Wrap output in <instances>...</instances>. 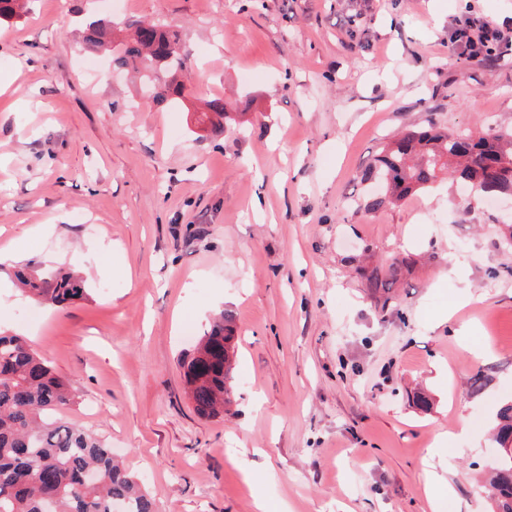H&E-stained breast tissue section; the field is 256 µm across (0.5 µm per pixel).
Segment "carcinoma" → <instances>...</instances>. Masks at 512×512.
Wrapping results in <instances>:
<instances>
[{
	"mask_svg": "<svg viewBox=\"0 0 512 512\" xmlns=\"http://www.w3.org/2000/svg\"><path fill=\"white\" fill-rule=\"evenodd\" d=\"M125 30L116 44L112 23L92 21L85 49L110 51L119 67L143 73L152 100L182 99L185 84L179 75L186 69V56L178 32L140 22L125 24ZM203 117L212 129H219L228 119L224 101H208ZM444 175L480 197L511 196L512 129L471 136L431 123L403 133L368 167L365 178L378 181L383 193L370 197L366 207L374 211L397 204ZM399 270L394 263L384 273L369 272L370 286L386 287ZM15 277L29 296L58 306L84 296L81 278L72 271L44 274L25 267L15 271ZM226 338L235 339L234 329L221 312L182 361L189 400L201 416L223 413L224 392H232V368H224ZM74 399L70 383L23 338L0 334V512H42L44 472L57 476L52 512H155L153 499L115 459L105 440L53 418ZM497 420L493 439L501 457L483 486L498 491L494 512H512L511 402L500 408Z\"/></svg>",
	"mask_w": 512,
	"mask_h": 512,
	"instance_id": "cac0c4a2",
	"label": "carcinoma"
}]
</instances>
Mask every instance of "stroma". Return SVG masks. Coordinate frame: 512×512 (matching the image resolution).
Masks as SVG:
<instances>
[{
    "instance_id": "1",
    "label": "stroma",
    "mask_w": 512,
    "mask_h": 512,
    "mask_svg": "<svg viewBox=\"0 0 512 512\" xmlns=\"http://www.w3.org/2000/svg\"><path fill=\"white\" fill-rule=\"evenodd\" d=\"M122 3L27 0L0 22V280L64 267L88 292L0 294V332L71 382L60 421L104 438L158 512H254L256 484L288 512H430L433 473L456 490L439 512H492L476 485L512 401V202L445 178L370 211L361 176L431 120L512 129V0ZM467 16L508 34L493 59L452 51ZM91 17L178 31L183 100L146 102L84 51ZM217 97L235 118L214 132L198 117ZM220 312L233 402L208 418L180 364Z\"/></svg>"
}]
</instances>
